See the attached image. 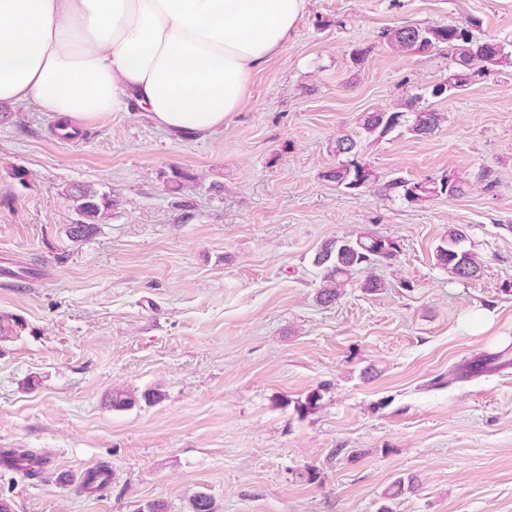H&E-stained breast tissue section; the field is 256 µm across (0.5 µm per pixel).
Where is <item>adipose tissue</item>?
Returning a JSON list of instances; mask_svg holds the SVG:
<instances>
[{
    "mask_svg": "<svg viewBox=\"0 0 512 512\" xmlns=\"http://www.w3.org/2000/svg\"><path fill=\"white\" fill-rule=\"evenodd\" d=\"M310 0H0V103L61 122L137 105L175 136L240 111Z\"/></svg>",
    "mask_w": 512,
    "mask_h": 512,
    "instance_id": "1",
    "label": "adipose tissue"
}]
</instances>
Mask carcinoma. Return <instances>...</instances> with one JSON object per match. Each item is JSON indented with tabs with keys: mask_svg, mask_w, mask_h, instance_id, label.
Segmentation results:
<instances>
[{
	"mask_svg": "<svg viewBox=\"0 0 512 512\" xmlns=\"http://www.w3.org/2000/svg\"><path fill=\"white\" fill-rule=\"evenodd\" d=\"M475 23L458 25L415 26L405 25L392 30L388 35L390 45L398 50L424 53L444 46L456 54L459 69L448 75V80L437 84L432 94L440 95L452 89L466 86L476 77L489 76L497 68L512 64V52L505 50L500 43L482 41L473 37L471 27ZM442 120L441 113L424 110L414 113L409 130L417 136L427 135L438 128ZM404 114L401 112H369L364 118L362 129L371 136L382 138L403 126ZM336 154L348 156L333 168L322 173V178L345 189L366 187L373 177L368 166L362 164L356 155L359 142L351 135L336 137ZM391 189H402L405 199L419 198L426 187L420 183L395 180L388 184ZM77 222L69 227V235L81 240L91 235L97 225L102 223L108 212L110 202L107 195L85 185H76L70 190ZM467 235L460 227L448 229L441 243L435 249L437 264L448 271L451 278L458 281L472 280L479 276L481 265L476 255L466 247ZM394 243L375 235L340 237L324 245L315 254L314 264L321 271L322 287L319 301L325 305L336 302L350 285L354 273L362 266L385 258L396 257ZM109 475L105 465H99L88 473L85 488L93 489L104 485Z\"/></svg>",
	"mask_w": 512,
	"mask_h": 512,
	"instance_id": "carcinoma-1",
	"label": "carcinoma"
}]
</instances>
